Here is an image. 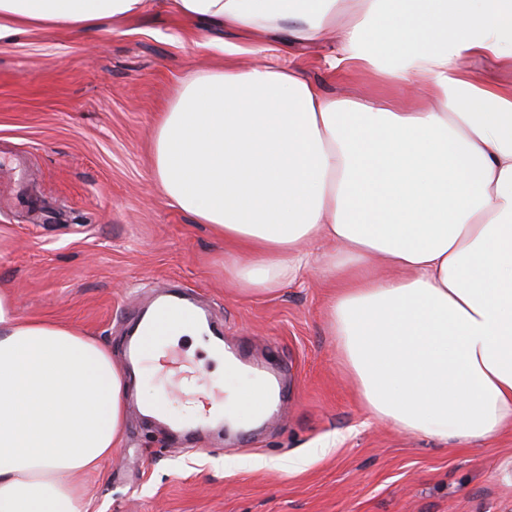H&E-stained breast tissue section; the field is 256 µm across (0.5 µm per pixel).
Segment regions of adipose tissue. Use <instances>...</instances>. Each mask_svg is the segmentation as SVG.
Here are the masks:
<instances>
[{
	"label": "adipose tissue",
	"instance_id": "ef3b65f1",
	"mask_svg": "<svg viewBox=\"0 0 512 512\" xmlns=\"http://www.w3.org/2000/svg\"><path fill=\"white\" fill-rule=\"evenodd\" d=\"M150 0H0V39L104 26ZM183 16L275 35L242 69L199 74L159 113L162 196L237 252L265 293L316 267L345 367L371 416L473 445L512 427V86L468 59L512 55V0H174ZM337 33L364 72L430 105L336 99L286 61ZM332 243L312 257L307 247ZM126 378L76 325L18 316L0 283V512H86L75 477L121 443Z\"/></svg>",
	"mask_w": 512,
	"mask_h": 512
}]
</instances>
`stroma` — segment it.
I'll return each mask as SVG.
<instances>
[{
  "label": "stroma",
  "mask_w": 512,
  "mask_h": 512,
  "mask_svg": "<svg viewBox=\"0 0 512 512\" xmlns=\"http://www.w3.org/2000/svg\"><path fill=\"white\" fill-rule=\"evenodd\" d=\"M241 39L154 0L115 27L0 40V282L18 315L73 323L122 364L131 318L177 286L223 327L226 350L281 385L275 419L235 434L202 426L189 448L141 401L192 421L233 383L192 337H172L161 367L128 376L121 444L82 480L87 512H512V428L464 447L371 419L341 366L318 274L241 290L223 242L158 191V112L184 81L222 69L225 42ZM329 51L296 46L289 62L328 95L373 91L367 76L333 78Z\"/></svg>",
  "instance_id": "stroma-1"
}]
</instances>
